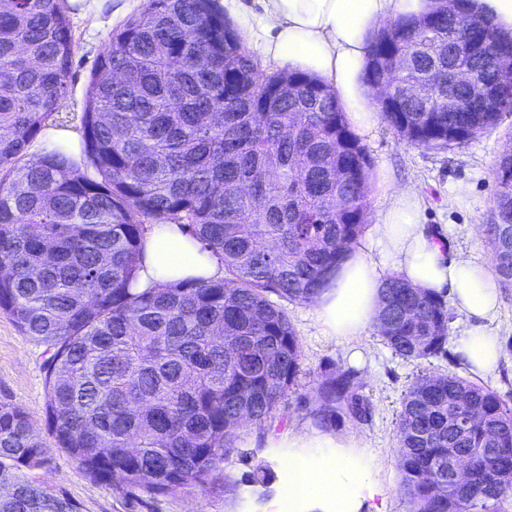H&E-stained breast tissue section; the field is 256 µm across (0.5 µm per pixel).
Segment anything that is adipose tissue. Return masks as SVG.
I'll use <instances>...</instances> for the list:
<instances>
[{"label":"adipose tissue","mask_w":512,"mask_h":512,"mask_svg":"<svg viewBox=\"0 0 512 512\" xmlns=\"http://www.w3.org/2000/svg\"><path fill=\"white\" fill-rule=\"evenodd\" d=\"M257 13L239 11L235 22L242 37L263 59L314 75L333 88L359 133L377 121L373 89L363 81L370 49L369 34L402 17L428 12L430 0H260ZM422 200L410 188L391 189L388 207L375 231L353 250L335 281L316 300L324 335L359 336L376 323L386 266L411 284L427 290L450 289L457 308L472 324L456 341V351L471 370L492 371L499 359L497 337L487 328L499 306V286L469 255L449 256L447 247L426 234ZM220 262L176 224L153 225L144 241V261L137 286L161 287L189 277L210 279ZM292 448H326L318 463L290 458L293 485L269 512H300L306 502L324 497L334 512H360L378 492L371 466L350 450L351 443L330 433H289Z\"/></svg>","instance_id":"obj_1"}]
</instances>
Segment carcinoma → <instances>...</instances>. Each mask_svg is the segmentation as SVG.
Listing matches in <instances>:
<instances>
[{"label":"carcinoma","mask_w":512,"mask_h":512,"mask_svg":"<svg viewBox=\"0 0 512 512\" xmlns=\"http://www.w3.org/2000/svg\"><path fill=\"white\" fill-rule=\"evenodd\" d=\"M371 40L370 85L407 142L461 146L512 109V35L452 0ZM67 0L0 11V313L45 347L46 418L57 447L121 497L219 488L242 416L263 426L301 372L286 302L313 303L362 235L369 154L336 94L299 71L262 74L217 0H146L112 31L83 101L89 176L63 148L19 164L60 112L73 65ZM471 84L453 89L448 71ZM223 111L213 124V111ZM481 232L512 287V155L497 167ZM251 187L260 209L241 196ZM345 208L336 210V198ZM179 224L224 277L135 287L147 224ZM380 336L407 361L446 351L443 293L401 277L381 289ZM315 426L371 415L358 372H324L299 395ZM413 512H499L512 495V405L457 375L415 377L397 426ZM471 479L441 486L448 457ZM49 448L22 407L0 403V512H79L28 472Z\"/></svg>","instance_id":"carcinoma-1"}]
</instances>
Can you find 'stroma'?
I'll list each match as a JSON object with an SVG mask.
<instances>
[{"instance_id":"stroma-1","label":"stroma","mask_w":512,"mask_h":512,"mask_svg":"<svg viewBox=\"0 0 512 512\" xmlns=\"http://www.w3.org/2000/svg\"><path fill=\"white\" fill-rule=\"evenodd\" d=\"M145 0H74L70 13L74 29V52L70 94L55 123L44 137L68 135V149L79 155L82 134L81 100L97 57L106 47L113 29L142 11ZM361 143L371 159L368 183L366 232H373L389 196L379 187L382 171H389L393 186L415 188L423 199V224L427 233L444 237L450 253L477 256L490 263L491 249L481 233L489 223L496 193V168L512 147V112L504 113L498 125L478 134L465 145L425 149L406 142L386 119L362 135ZM463 188L462 205L449 204L448 193ZM288 315L301 340L302 373L299 392L315 387L318 373L334 367L357 371L362 393L372 404L369 421L337 423V435L357 441L360 452L372 463L379 493L366 501L364 512H411L412 506L400 487L396 431L402 397L420 373L467 376L468 370L455 350L419 362L396 355L377 330L354 337L324 335L314 304H289ZM490 327L500 350L498 368L483 375L482 383L503 399L512 401V288L500 291V303ZM43 346L32 341L6 315L0 314V401L24 407L34 421L37 437L51 449V460L31 471L32 480L47 491L77 502L81 512H265L273 498L282 495L288 479V451L282 448L289 432H314L315 427L294 397H287L274 420L265 429L247 425L225 457L222 489L201 494L173 491L136 497L114 495L105 483L85 476L76 463L57 449L46 423L45 361ZM265 467L266 482L254 483L247 476L255 467Z\"/></svg>"}]
</instances>
